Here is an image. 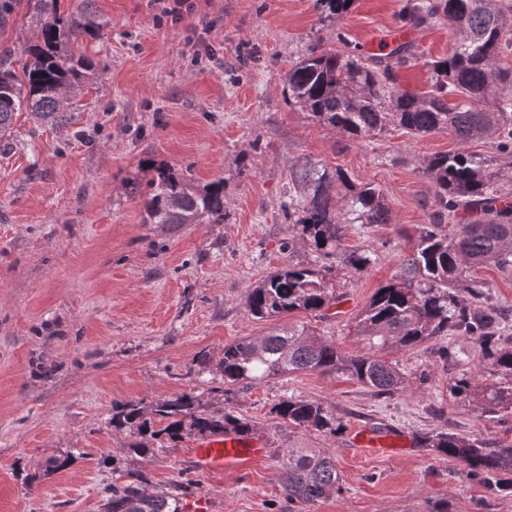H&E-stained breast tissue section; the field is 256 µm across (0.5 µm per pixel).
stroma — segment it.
<instances>
[{"instance_id":"obj_1","label":"stroma","mask_w":512,"mask_h":512,"mask_svg":"<svg viewBox=\"0 0 512 512\" xmlns=\"http://www.w3.org/2000/svg\"><path fill=\"white\" fill-rule=\"evenodd\" d=\"M95 0L107 22L85 40L96 72L67 127L15 120L0 147V512H103L113 472L146 469L154 488L188 482L187 504L205 512H288L279 459L286 448L332 455L344 491L310 512H512V491L490 494L461 463L420 448L437 428L512 439V420H487L457 403L449 382L477 371L481 347L455 335L392 350L408 381L384 398L342 374L274 377L225 398L218 363L227 344L288 325H307L345 353L362 345L354 325L381 286L400 279L419 225L436 208L425 158L459 150L445 131L396 129L355 140L288 101V71L312 45L338 49L337 35L383 56L399 27L401 0H355L321 21L314 0ZM440 23L407 32L414 51L399 83L427 91L429 62L447 57ZM342 170L379 189L384 224H350L343 244L370 252L361 271L337 269L326 318L248 315L249 288L313 253L294 240L282 210L295 164ZM203 186L224 182L219 224H149L139 196L153 164ZM293 251H284V242ZM462 350L446 364L438 353ZM205 353L209 372L194 360ZM209 410L254 421L266 451L240 470L201 474L193 439L167 443L151 461L129 453L136 434L112 431L114 403L152 402L183 391ZM322 402L342 425L321 436L283 425L288 397ZM384 425L386 452L371 454L358 432ZM72 456L63 471L48 461Z\"/></svg>"}]
</instances>
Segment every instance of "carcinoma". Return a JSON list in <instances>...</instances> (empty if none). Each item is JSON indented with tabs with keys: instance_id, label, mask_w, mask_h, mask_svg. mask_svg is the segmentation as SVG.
Returning <instances> with one entry per match:
<instances>
[{
	"instance_id": "1",
	"label": "carcinoma",
	"mask_w": 512,
	"mask_h": 512,
	"mask_svg": "<svg viewBox=\"0 0 512 512\" xmlns=\"http://www.w3.org/2000/svg\"><path fill=\"white\" fill-rule=\"evenodd\" d=\"M93 0L83 8L61 12V0H0V29L25 11L34 36L22 57L0 53V142L9 137L15 115L29 112L46 123L70 121L68 100L80 79L93 69L80 53L86 39H98L107 22ZM354 0H315L327 16L339 17ZM398 18L412 28L448 23L452 42L448 57L432 61V84L423 94L404 91L395 69L403 67L411 46L398 45L371 67L349 50L316 45L288 71V102L311 113L320 124L355 140H366L400 128L415 136L439 130L460 142L495 138V154L460 150L424 160L423 173L436 187L437 206L430 221L403 259L404 276L376 290L359 315L355 335L363 349L339 351L303 325H290L224 346L218 369L232 390L253 382L308 371L348 376L377 395L392 397L406 376L383 354L412 349L437 336L457 332L483 346L489 378L463 374L450 384L451 395L491 420L512 419V342L503 340L508 318L484 301L483 283L474 270L485 265L512 277V68L498 65L512 50V0H403ZM294 192L284 202L285 217L316 254L307 264H290L251 288L248 313L257 319L293 312L323 315L336 300L331 286L338 262L360 271L371 264L368 252L342 246L345 225L336 201V183L346 184L340 170L307 162L293 173ZM147 224H217L224 218V181L198 187L182 175L157 167L142 194ZM354 224H383L387 207L381 191L363 186L351 190L346 203ZM464 210L465 224H448ZM283 423L323 435H336L341 424L317 400L289 397L275 407ZM114 431L136 430L159 444L185 437H249L255 425L231 411L212 412L195 392H182L146 403L126 400L112 407ZM420 447L463 464L489 493L512 489V442L463 436L446 430L418 440ZM281 485L289 512H307L323 498L342 491L333 457L318 448H290L280 460ZM144 470L127 474L107 488L104 512H184L179 483L151 491Z\"/></svg>"
}]
</instances>
